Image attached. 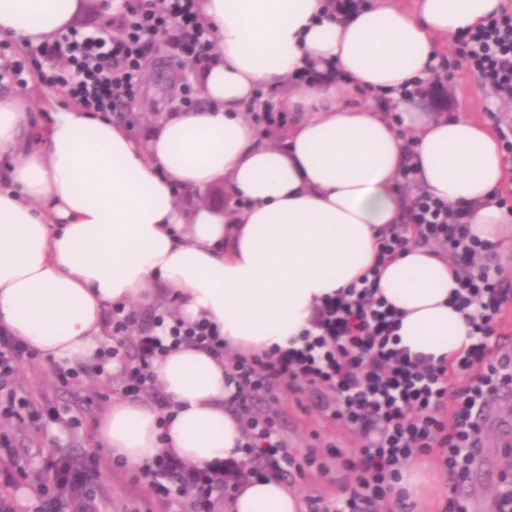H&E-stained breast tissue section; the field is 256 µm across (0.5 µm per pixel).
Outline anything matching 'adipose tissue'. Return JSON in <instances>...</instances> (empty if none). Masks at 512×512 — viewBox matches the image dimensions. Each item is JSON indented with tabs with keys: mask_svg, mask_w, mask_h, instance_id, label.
<instances>
[{
	"mask_svg": "<svg viewBox=\"0 0 512 512\" xmlns=\"http://www.w3.org/2000/svg\"><path fill=\"white\" fill-rule=\"evenodd\" d=\"M327 0H198L216 60L200 102L146 135L78 105L53 112L39 142L26 101L0 93V328L44 359L91 360L108 306L169 286L186 320L217 325L230 352L284 348L326 296L360 281L381 232L402 215L400 186L465 204L475 236L505 230L494 197L512 159L479 120L438 114L403 87L442 64L441 45L505 9V0H366L331 15ZM82 0H0V37L41 44L67 32ZM332 66L307 93L295 76ZM276 94L293 115L270 143L252 115ZM224 189L223 204L178 193ZM445 256L415 243L388 263L379 290L401 314V344L434 362L472 341L452 302ZM170 406L111 404L97 425L131 469L164 454L196 467L245 463V422L228 403L223 359L183 346L155 361ZM296 488L245 479L224 512H302Z\"/></svg>",
	"mask_w": 512,
	"mask_h": 512,
	"instance_id": "1",
	"label": "adipose tissue"
}]
</instances>
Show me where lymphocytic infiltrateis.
Segmentation results:
<instances>
[{
  "label": "lymphocytic infiltrate",
  "mask_w": 512,
  "mask_h": 512,
  "mask_svg": "<svg viewBox=\"0 0 512 512\" xmlns=\"http://www.w3.org/2000/svg\"><path fill=\"white\" fill-rule=\"evenodd\" d=\"M112 39L68 31L54 43L31 44L26 55L32 75L58 84L79 106L105 115L131 99L139 82L144 57L159 36H167L185 58L199 68L215 57L213 34L197 12V0H155L125 4L120 15L109 16ZM468 66L505 102H512V13L491 17L485 24L459 35ZM470 213L430 196L405 201L398 224L379 241L378 265L392 261L416 233L419 244L446 254L457 270L454 302L468 313L474 338L453 366L433 364L401 347L396 334L399 315L380 295L377 280L361 282L328 297L317 309L314 328L300 342L271 353L240 354L230 362L234 390L230 405L246 419L242 451L255 461L248 477L267 479L294 470L319 467L316 452L294 456L279 431L276 416L265 405L282 390H310L315 407L341 420L357 435L360 446L345 457L343 467L355 473V483L340 504L321 498L308 501L309 512H378L393 503L404 512V501H391L404 464L412 457L440 449L449 485L465 480L479 454L478 418L499 384L512 381L506 367L512 357L502 352L498 323L512 301V289L494 276L488 254L492 242L469 229ZM134 321L124 306L113 311L115 336L99 348L98 371L117 368L122 392L130 398L150 393L159 409L168 401L155 386L153 363L181 345L223 355L220 331L204 320L188 322L166 313L153 314L149 326L134 338L125 332ZM31 351L26 343L0 329V413L21 417L29 403L14 387L17 365ZM469 382L451 388L452 373ZM148 491L170 504L191 497L199 512L224 497V465L199 468L159 456L142 472Z\"/></svg>",
  "instance_id": "1"
}]
</instances>
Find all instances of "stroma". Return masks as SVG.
Returning <instances> with one entry per match:
<instances>
[{"mask_svg":"<svg viewBox=\"0 0 512 512\" xmlns=\"http://www.w3.org/2000/svg\"><path fill=\"white\" fill-rule=\"evenodd\" d=\"M146 62L165 74L174 76L175 85L152 79H141L133 96L141 103L144 112L165 116L183 98L198 100L195 79L178 80L181 56L171 45H161L151 52ZM445 62L450 70V80L445 92L422 99V106L434 112L463 113L487 122L493 128H512V106L496 99L490 88L463 60L456 40H449ZM18 94L27 98L35 114L31 138H38L46 119L56 104L68 103V96L60 87L28 78L19 86ZM86 373L78 379L63 383L54 374L53 362L34 358L21 362L14 384L28 397L31 407L40 418L37 422H18L0 415V434L8 435L10 447H0V482L7 474H14L16 482L8 493L15 512H35L38 500L33 472L39 470L50 458L59 454L89 453L99 448L101 442L97 422L111 403L122 400L121 378L117 370L96 372L93 363H86ZM57 407L76 414L82 421L81 428L71 429L51 421L46 410ZM270 410L279 414V424L292 451L304 455L314 450L326 458L323 472L307 471L304 477L293 478L292 484L301 497L319 496L327 500L339 498L345 485L353 483V473L342 469L339 459L329 457L331 448L350 452L359 448L357 436L340 421L323 416L312 407L307 395L288 391L279 393ZM512 420V396L496 394L487 402L481 425V458L494 460L497 471L490 479H466L460 492L467 497L474 512H490L496 491L501 482L512 479V459L492 425L494 419ZM101 481L96 487L97 512H193L188 499H181L168 507L154 501L139 471L120 465H102Z\"/></svg>","mask_w":512,"mask_h":512,"instance_id":"obj_1","label":"stroma"}]
</instances>
